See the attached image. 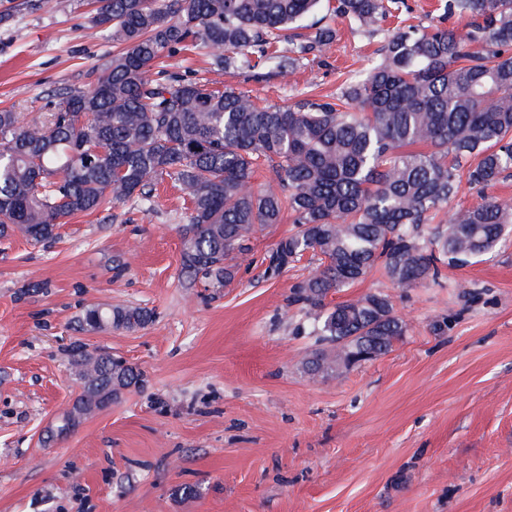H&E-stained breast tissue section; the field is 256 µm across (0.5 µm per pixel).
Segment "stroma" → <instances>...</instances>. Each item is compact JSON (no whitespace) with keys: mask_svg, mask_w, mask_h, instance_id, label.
<instances>
[{"mask_svg":"<svg viewBox=\"0 0 512 512\" xmlns=\"http://www.w3.org/2000/svg\"><path fill=\"white\" fill-rule=\"evenodd\" d=\"M93 16L91 0H21L0 22V109L43 123L55 91L91 88L114 50ZM379 46L340 24L322 61L285 82L202 50L162 63L283 106L336 93ZM186 207L165 179L150 211L117 204L45 245L0 241V512H512V233L439 282L402 288L375 271L330 295H389L407 331L386 355L312 379L310 320L289 299L318 261L267 270L290 218L253 234L233 283L189 288ZM94 304L154 319L81 330ZM77 344L109 349L143 382L48 441L80 394Z\"/></svg>","mask_w":512,"mask_h":512,"instance_id":"35a3bbf8","label":"stroma"}]
</instances>
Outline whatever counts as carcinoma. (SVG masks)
<instances>
[{
	"label": "carcinoma",
	"mask_w": 512,
	"mask_h": 512,
	"mask_svg": "<svg viewBox=\"0 0 512 512\" xmlns=\"http://www.w3.org/2000/svg\"><path fill=\"white\" fill-rule=\"evenodd\" d=\"M322 2L97 0L93 25L112 30L119 49L95 84L53 95L47 124L0 110V238L19 231L39 244L76 214L126 202L147 210L155 181L167 177L191 204L180 227L182 272L219 288L249 261L254 231L287 211L294 228L267 269L319 256L291 297L323 345L306 374L336 372V356L362 340L388 353L406 333L388 296L333 308L326 299L377 267L398 286L435 283L442 267L489 253L512 230V201L498 197L437 220L463 185L482 191L512 176V0H442L437 21L392 29L384 24L403 0H334L330 16L383 35L378 59L336 95L285 107L152 71L164 56L201 48L217 66L286 80L336 40L324 16L306 36L289 33ZM453 17L466 19L462 30L445 26ZM261 166L272 181L257 186ZM152 320L142 307L98 305L80 327L135 331ZM72 357L83 419L102 409L88 384L112 386L117 400L142 382L106 352L78 346Z\"/></svg>",
	"instance_id": "cac0c4a2"
}]
</instances>
